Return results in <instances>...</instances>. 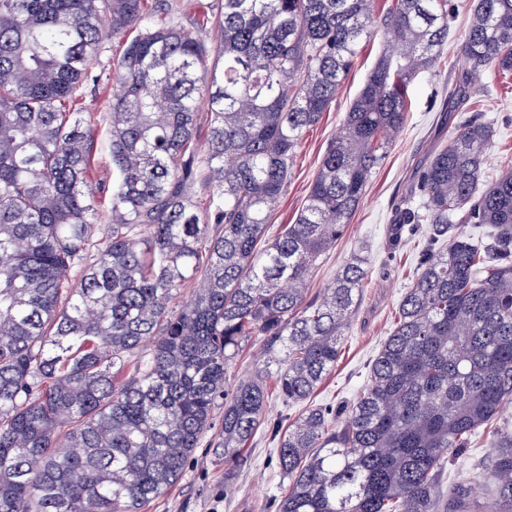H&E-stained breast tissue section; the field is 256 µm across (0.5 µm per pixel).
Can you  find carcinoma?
Here are the masks:
<instances>
[{
	"mask_svg": "<svg viewBox=\"0 0 512 512\" xmlns=\"http://www.w3.org/2000/svg\"><path fill=\"white\" fill-rule=\"evenodd\" d=\"M371 2L214 0L210 45L185 29L176 0H0V512H140L181 477L221 398L229 488L251 467L245 446L265 425L273 366L280 397L302 407L275 430L288 481L278 512H466L470 488L444 499L438 478L485 429L489 512H512V164L479 187L493 144L480 118L457 124L413 178L420 202L396 224L431 225V244L368 385L338 425L307 404L336 367L364 259L316 300L308 283L404 128L409 87L438 74L455 11L451 0H391L387 47L295 222L271 236L306 130L373 34ZM128 31L112 68L108 244L90 261L92 130L74 107L105 39ZM459 53L454 112L482 74H512V0H472ZM201 180L203 203L190 193ZM458 224H488L494 237L481 247ZM189 280L194 296L177 310ZM253 338L263 366L225 389Z\"/></svg>",
	"mask_w": 512,
	"mask_h": 512,
	"instance_id": "obj_1",
	"label": "carcinoma"
}]
</instances>
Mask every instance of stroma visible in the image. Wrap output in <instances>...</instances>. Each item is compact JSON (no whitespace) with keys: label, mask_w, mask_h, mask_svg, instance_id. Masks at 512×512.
<instances>
[{"label":"stroma","mask_w":512,"mask_h":512,"mask_svg":"<svg viewBox=\"0 0 512 512\" xmlns=\"http://www.w3.org/2000/svg\"><path fill=\"white\" fill-rule=\"evenodd\" d=\"M467 22L464 14L453 21L438 76L418 78L410 86L405 127L374 173L335 248L320 259L309 282L308 295L316 297L352 255L366 259L361 303L341 340L336 367L312 395V404L336 409L351 404L367 383L369 366L397 322L402 293L417 272L426 237L416 235L394 249L389 245V233L397 213L412 202L410 185L416 167L447 143L461 118L460 113L446 112L444 102L463 68L458 48ZM383 46L384 34L380 31L363 44L335 100L305 133L273 213L271 233L283 231L300 213L322 157L338 135L350 103ZM482 84L484 90L473 98L472 109L496 129L481 174V182L486 185L495 180L505 162H512V83L488 75ZM118 91V85L111 80H90L84 84L78 101L82 121L93 130L88 181L95 206L103 216L110 209L116 182L108 151V130L110 105ZM214 438V432L205 434L179 480L141 512H277L284 483L276 467V439L267 427L260 428L249 441L252 466L238 474L235 491L229 495L224 492V451L215 447ZM488 452L487 435L477 434L466 448L454 453L445 468V484L462 482L470 487L469 505L473 512H485L487 508V478L479 463Z\"/></svg>","instance_id":"stroma-1"}]
</instances>
